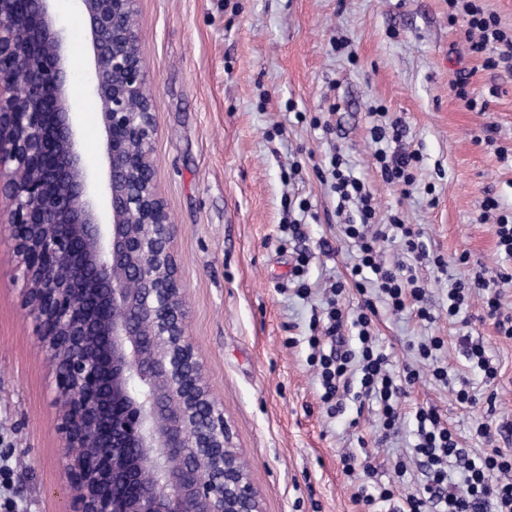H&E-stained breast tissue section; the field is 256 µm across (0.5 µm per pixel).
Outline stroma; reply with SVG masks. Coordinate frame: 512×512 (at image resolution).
<instances>
[{"instance_id":"obj_1","label":"stroma","mask_w":512,"mask_h":512,"mask_svg":"<svg viewBox=\"0 0 512 512\" xmlns=\"http://www.w3.org/2000/svg\"><path fill=\"white\" fill-rule=\"evenodd\" d=\"M54 8L76 76L69 96L83 154L100 168L105 136L88 83L89 32L78 0H56ZM133 19L157 127V183L178 227L190 331L264 512H363L343 455L371 457L372 482L397 484L394 464L413 441L420 407L447 419L462 447L483 449L475 430L485 423L512 452V339L471 299L468 332L498 369L485 386L462 354L459 319L448 316V288L468 275L458 253L492 275L512 266L497 250L495 219L481 217L490 196L512 212V164L495 153L512 152V79L470 52L448 21V0H137ZM460 73L488 96L486 111L467 109L450 92ZM377 105L402 120L405 147L421 156L411 194L375 167ZM337 151L370 188L378 219L401 213L428 251L449 261L444 274L426 262L416 267L432 321L378 306L379 344L401 366L414 357L411 343L441 337L442 363L477 395L462 406L423 372L401 399L398 439L381 448L374 407L350 399L328 413L308 363L309 338L326 322L324 288L344 282L340 303L357 310L356 248L338 233L328 174ZM303 200L311 205L305 213ZM10 210L0 194V452L13 472L0 502L14 499L18 512H67L55 371L23 307L26 283L4 222ZM293 221L298 232L285 231ZM301 254L307 264L296 278Z\"/></svg>"}]
</instances>
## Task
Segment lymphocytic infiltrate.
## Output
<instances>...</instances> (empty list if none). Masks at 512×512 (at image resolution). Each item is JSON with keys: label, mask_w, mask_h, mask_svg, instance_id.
<instances>
[{"label": "lymphocytic infiltrate", "mask_w": 512, "mask_h": 512, "mask_svg": "<svg viewBox=\"0 0 512 512\" xmlns=\"http://www.w3.org/2000/svg\"><path fill=\"white\" fill-rule=\"evenodd\" d=\"M450 22L465 24L464 36L472 54L483 57L489 69H503L512 77V32L503 29L498 19L487 13L481 0H448ZM405 129L400 121L374 124L371 139L377 143L375 165L382 179L409 190L414 183L412 171L420 157L414 151L388 154L384 144L401 142ZM331 188L339 198L337 209L345 211L354 205L356 218L340 227L344 239L353 241L358 259L351 274L360 296L357 315L352 320L358 330L357 348H331L323 351L318 337H310L313 353L309 359L321 386L320 399L331 412H339L346 398L377 406L379 444H386L399 433L403 412L401 399L420 379L419 362L435 359L444 342L434 337L417 346V363L395 368L379 345L372 329L377 314L376 298H383L395 312L410 311L421 320L432 314L424 303L425 287L411 267L401 262L385 263L379 246L388 238L398 239L402 249L417 260H431L436 268H444L445 260L430 255L418 230L405 224L400 214H390L386 222H378L372 193L353 177L342 153L330 158ZM512 282V271L500 272L498 280L486 278L483 269H473L462 281L448 290V315L456 317L472 298H480L486 317L493 320L500 335L512 339V314L505 312L499 301L497 281ZM416 441L411 448L412 461L420 467L425 482L418 493L402 497L393 489L369 492L359 485L356 501L367 512H384L394 506L395 512H512V453L498 448L473 453L462 448L455 432L437 411L417 409Z\"/></svg>", "instance_id": "f902f5d3"}]
</instances>
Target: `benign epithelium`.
Here are the masks:
<instances>
[{
  "label": "benign epithelium",
  "instance_id": "7a95c632",
  "mask_svg": "<svg viewBox=\"0 0 512 512\" xmlns=\"http://www.w3.org/2000/svg\"><path fill=\"white\" fill-rule=\"evenodd\" d=\"M55 0H0V192L25 304L57 379L71 512H262L205 378L160 196L136 0H79L107 172L68 96Z\"/></svg>",
  "mask_w": 512,
  "mask_h": 512
}]
</instances>
